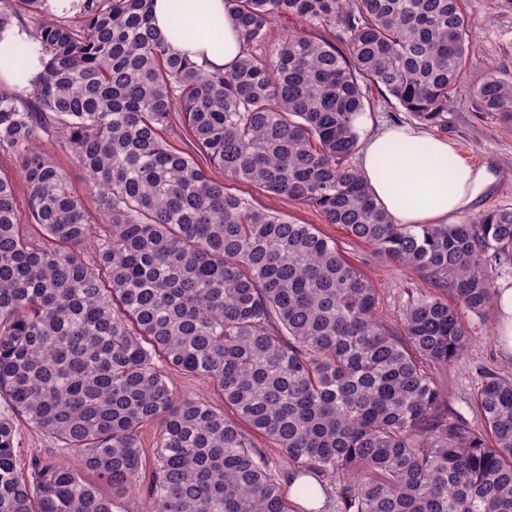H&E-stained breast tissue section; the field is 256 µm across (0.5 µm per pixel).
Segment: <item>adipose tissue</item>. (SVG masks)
<instances>
[{
    "mask_svg": "<svg viewBox=\"0 0 512 512\" xmlns=\"http://www.w3.org/2000/svg\"><path fill=\"white\" fill-rule=\"evenodd\" d=\"M154 0L156 29L174 53L199 67L230 71L242 54L239 27L224 0ZM39 69L36 46L19 26L0 33V78L26 85ZM359 169L373 195L396 224H445L468 211L493 177L458 158L451 141L408 125L371 135L359 153Z\"/></svg>",
    "mask_w": 512,
    "mask_h": 512,
    "instance_id": "ef3b65f1",
    "label": "adipose tissue"
}]
</instances>
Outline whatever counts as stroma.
<instances>
[{"instance_id":"stroma-1","label":"stroma","mask_w":512,"mask_h":512,"mask_svg":"<svg viewBox=\"0 0 512 512\" xmlns=\"http://www.w3.org/2000/svg\"><path fill=\"white\" fill-rule=\"evenodd\" d=\"M472 18L468 33V63L462 83L448 108L446 137L452 140L458 156L478 167H486L494 180L459 222L499 208H512V123L481 111L474 90L487 76L512 81V10L498 9L490 0H464ZM370 105L361 115L358 130L368 138L387 125H409L413 119L396 102H385L376 88H368ZM232 193L250 200L254 206L287 214L298 224H312L333 240L340 252L368 278L377 294L378 315L392 331H399L406 307L415 299L433 296L432 279L415 267L378 255L370 246L352 239L344 229L324 223L314 208L263 192L241 182L230 183ZM496 323L475 322L472 340L463 355L449 369L439 372L449 408L474 419L469 401L485 374L495 373L512 379V356L497 344ZM17 464L30 473L35 461L76 464L73 450L63 448L36 431L25 421L16 428Z\"/></svg>"}]
</instances>
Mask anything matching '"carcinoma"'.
Segmentation results:
<instances>
[{
  "mask_svg": "<svg viewBox=\"0 0 512 512\" xmlns=\"http://www.w3.org/2000/svg\"><path fill=\"white\" fill-rule=\"evenodd\" d=\"M46 2L0 0V32ZM153 2L83 0L81 20L42 21V71L24 97L0 92V154L21 159L37 228L20 231L0 171V396L97 480L52 462L21 475L0 417V512H112L98 485L137 488L148 425L146 512H294L258 436L300 475L354 474L345 512H512V379L485 377L474 425L442 409L433 375L468 345L465 316L491 313L486 269L512 265V208L394 224L348 164L368 85L447 127L467 61L463 0H224L246 50L225 74L172 52ZM286 14L323 34L295 31L258 58ZM474 95L512 123V82L489 76ZM175 115L190 152L164 138ZM43 136L90 177L105 219L90 260V213L38 150ZM226 179L315 208L455 305L419 298L394 335L336 243ZM160 360L212 382L224 408L177 399Z\"/></svg>",
  "mask_w": 512,
  "mask_h": 512,
  "instance_id": "1",
  "label": "carcinoma"
}]
</instances>
